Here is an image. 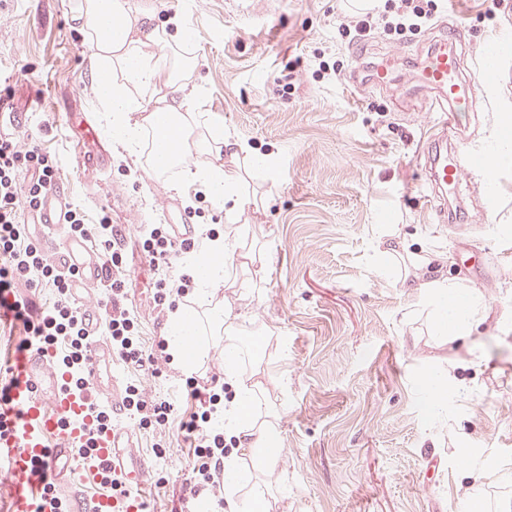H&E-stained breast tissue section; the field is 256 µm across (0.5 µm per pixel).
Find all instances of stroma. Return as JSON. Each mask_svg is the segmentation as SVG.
I'll return each mask as SVG.
<instances>
[{"mask_svg":"<svg viewBox=\"0 0 512 512\" xmlns=\"http://www.w3.org/2000/svg\"><path fill=\"white\" fill-rule=\"evenodd\" d=\"M134 2L157 29H191L185 49L200 62L196 103L251 150L236 164L243 193L256 200L242 218L259 229L262 271L193 292L185 308L200 313L225 300L243 313V333L275 331L257 360L281 412L277 512H465L470 498L484 512H512V482L501 478L512 471V251L499 239L512 230V140L503 138L512 124V58L448 136L449 149L466 146L497 167L492 185L475 176L451 198L453 232L422 187L438 116L408 109L425 96L414 74L433 32L344 45L336 20L357 14L358 0H278L272 12L259 0L245 13L229 0ZM73 8L74 0H0V89L28 121L42 112L53 118L40 143L61 159L66 202L106 209L132 233L160 221L169 199L223 232V208L195 199L197 187L180 169L154 174L144 156L117 145L107 171L77 166L73 116L96 111L97 102L89 41ZM484 11L483 0H448L435 21L436 30L457 31L476 74L487 44L512 38V9L492 18ZM322 60L339 76H320ZM365 60L388 64L387 88L361 83ZM293 61L294 88L284 100L276 79ZM373 101L386 115L368 111ZM488 192L496 201L486 211ZM394 237L410 254H435L426 279L481 299L483 317L470 331L432 338L426 294L408 284L414 271L380 254ZM153 280L144 258L134 259L129 286L149 343L168 334L167 318L153 310ZM428 377L448 387L434 416ZM157 443L167 445L165 459L155 458ZM135 444L148 469L143 500L151 512H170L193 466L178 422L137 431Z\"/></svg>","mask_w":512,"mask_h":512,"instance_id":"1","label":"stroma"}]
</instances>
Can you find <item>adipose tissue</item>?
Returning a JSON list of instances; mask_svg holds the SVG:
<instances>
[{"instance_id": "adipose-tissue-1", "label": "adipose tissue", "mask_w": 512, "mask_h": 512, "mask_svg": "<svg viewBox=\"0 0 512 512\" xmlns=\"http://www.w3.org/2000/svg\"><path fill=\"white\" fill-rule=\"evenodd\" d=\"M75 18L89 38L91 82L100 112L113 135L127 153H134L144 135H151L152 154L177 151L186 156L197 151L217 155V162L185 171L190 183L202 184L219 204L233 227L229 233L208 240L195 262L197 284L211 288L225 282L231 267L251 269L253 252L237 249L241 234L236 224L249 201L237 184L238 169L220 163L248 153L247 145L229 141L219 126L192 106V74L198 69L196 57L183 53L191 38L186 27H177V37L167 41L151 28L132 0H76ZM206 127L204 138L195 131ZM426 317L440 337L467 331L478 320V298L443 280L425 282ZM207 322L223 334L224 379L234 397L224 412L230 436L237 441V453L224 459V496L231 512H272L276 503L269 480L279 464V411L267 396L266 370L254 366L243 372L245 342L229 307L214 304ZM195 314L176 312L169 321L168 351L173 364L192 371L206 354L205 345L187 334L197 325Z\"/></svg>"}]
</instances>
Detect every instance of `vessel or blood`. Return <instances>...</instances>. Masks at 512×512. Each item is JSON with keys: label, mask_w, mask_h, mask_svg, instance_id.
Here are the masks:
<instances>
[{"label": "vessel or blood", "mask_w": 512, "mask_h": 512, "mask_svg": "<svg viewBox=\"0 0 512 512\" xmlns=\"http://www.w3.org/2000/svg\"><path fill=\"white\" fill-rule=\"evenodd\" d=\"M418 79L421 87L432 95V109L445 115L437 137L438 142H445L449 129L457 126L460 113L471 111L472 98L481 84L480 79L465 76L464 57L457 50L454 34H446L426 54L419 66ZM425 169L438 216L443 221L448 218L447 194L458 191L468 174L479 173L486 181L493 177L480 155L467 149L428 154ZM32 223L41 229H62V194L47 195ZM51 254L60 271L74 273L72 289L77 298H85L90 287L100 281L101 266L90 258L86 240L60 238L52 244ZM115 364L111 346L94 342L86 367L85 387L74 391L68 385V374L50 368L48 358L42 353L33 352L17 359L18 381L11 393L14 408L0 414V424L6 427L5 433L0 434V453H8L15 483L12 512H33L34 496L41 489L45 474L59 478L74 476L75 459L64 442L80 438L81 419L88 403L103 397L110 402L113 423L93 450L101 461L96 480L111 477L116 470L125 471L128 478L138 481L145 477L146 471L134 451V434L123 422L126 409ZM49 433L59 435L60 445L47 446L45 436Z\"/></svg>", "instance_id": "1"}]
</instances>
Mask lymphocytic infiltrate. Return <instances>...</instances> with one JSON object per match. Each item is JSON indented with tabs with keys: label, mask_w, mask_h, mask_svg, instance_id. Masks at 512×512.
<instances>
[{
	"label": "lymphocytic infiltrate",
	"mask_w": 512,
	"mask_h": 512,
	"mask_svg": "<svg viewBox=\"0 0 512 512\" xmlns=\"http://www.w3.org/2000/svg\"><path fill=\"white\" fill-rule=\"evenodd\" d=\"M445 0H385L381 10L365 12L342 22L338 31L348 44L358 45L377 31L402 41L431 29ZM42 119L35 132L0 134V316L22 324V350L51 352L53 364L68 373L76 387H83V369L91 341L83 327V306L70 293L68 277L60 272L29 236L26 211L36 209L57 187L59 160L38 142L40 130L49 128ZM69 234L93 240L100 248L104 267L103 310L105 336L112 343L117 362L153 377L162 376L169 361L165 340L145 345L137 307L128 287V252L124 238L107 212L88 216L77 205L67 204L64 212ZM212 230L199 228L196 237L173 240L167 225L146 224L135 242L155 274L153 303L157 312L175 308L186 298L194 279L187 267L194 263L201 237ZM53 291L52 302L37 305L33 292ZM190 401L192 410L179 416L180 400ZM127 411L141 429H159L179 420L183 439L194 458L186 480L189 496L209 500L215 512H223L224 502L217 491L223 484V461L235 440L226 439L216 428L217 415L224 410V391L216 385L200 384L186 378L181 397L146 391L139 380L126 386ZM110 423V415L100 403H90L83 417L81 441L74 444L78 463L98 467L92 454L97 438Z\"/></svg>",
	"instance_id": "1"
}]
</instances>
